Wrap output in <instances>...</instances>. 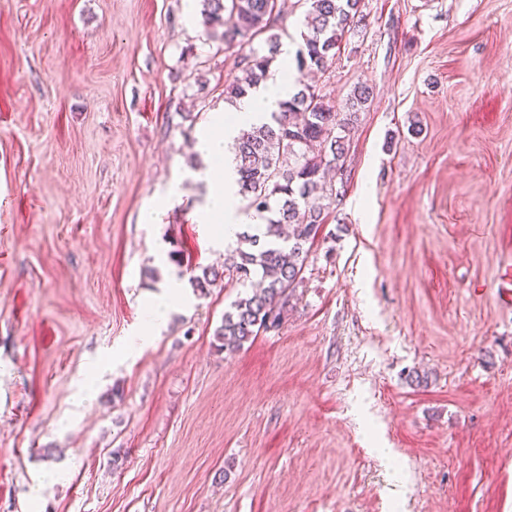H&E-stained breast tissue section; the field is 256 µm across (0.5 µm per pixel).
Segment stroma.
Masks as SVG:
<instances>
[{
    "mask_svg": "<svg viewBox=\"0 0 512 512\" xmlns=\"http://www.w3.org/2000/svg\"><path fill=\"white\" fill-rule=\"evenodd\" d=\"M362 14L344 193L230 352L192 279L236 50L185 0H0V512H512V0ZM171 302L168 300L157 301L151 305L147 312L143 329L132 338L133 346H144L149 343L151 333L158 325L163 324L168 317Z\"/></svg>",
    "mask_w": 512,
    "mask_h": 512,
    "instance_id": "stroma-1",
    "label": "stroma"
}]
</instances>
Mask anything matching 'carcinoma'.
<instances>
[{
	"label": "carcinoma",
	"mask_w": 512,
	"mask_h": 512,
	"mask_svg": "<svg viewBox=\"0 0 512 512\" xmlns=\"http://www.w3.org/2000/svg\"><path fill=\"white\" fill-rule=\"evenodd\" d=\"M208 28H223L224 47L249 45L236 62L238 74L224 87V100L235 103L267 79L277 61L281 35L278 0H203ZM296 51L295 93L282 102L269 120L240 130L234 140L238 162V195L246 210L268 214L258 233L237 234L242 246L224 255L222 270L207 268L195 278L204 289L218 280L246 288L261 273L260 287L237 297L215 331L223 345L236 350L262 332L281 326L288 290L301 279L306 245L326 222L335 201L336 185L329 172L341 171L348 150V134L357 113L371 98V88L357 84L343 104L326 98L321 89L302 82L306 73H325L336 48L361 22V0H306ZM265 36L264 45L252 46Z\"/></svg>",
	"instance_id": "obj_1"
}]
</instances>
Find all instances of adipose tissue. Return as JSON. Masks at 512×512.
Here are the masks:
<instances>
[{
    "instance_id": "1",
    "label": "adipose tissue",
    "mask_w": 512,
    "mask_h": 512,
    "mask_svg": "<svg viewBox=\"0 0 512 512\" xmlns=\"http://www.w3.org/2000/svg\"><path fill=\"white\" fill-rule=\"evenodd\" d=\"M293 91L292 78L283 72H276L257 92L240 99L231 117L214 113L206 134L196 143L197 152L208 162L205 177L210 184L200 217L205 223L216 225V234L223 241L234 239L240 225L259 221L255 214L242 213L236 208V160L230 145L240 129L278 111L281 103L290 98Z\"/></svg>"
}]
</instances>
